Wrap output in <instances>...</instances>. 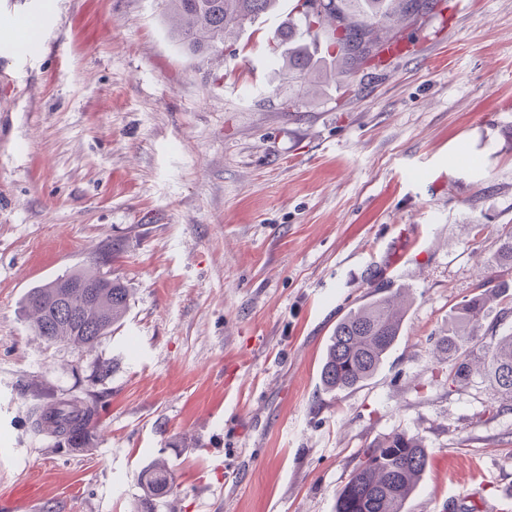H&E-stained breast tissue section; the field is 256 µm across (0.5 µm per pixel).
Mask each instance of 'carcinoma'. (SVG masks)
I'll return each mask as SVG.
<instances>
[{
    "mask_svg": "<svg viewBox=\"0 0 512 512\" xmlns=\"http://www.w3.org/2000/svg\"><path fill=\"white\" fill-rule=\"evenodd\" d=\"M279 0H166L174 21L171 34L183 50L205 58L223 50L227 39L237 35L258 17L276 8ZM442 0H298L300 19L288 28L280 42L288 44L284 64L292 78L301 79L313 70L308 34L324 31L326 48L336 49L337 75L348 78L364 62L378 57L388 44V27L394 18H415L436 13ZM115 246L108 243L91 259V268L57 277L31 288L26 304L34 313L32 330L51 343L92 346L112 332L124 318L129 289L104 271ZM60 280H82L96 287L95 296L81 302L80 314L53 319L47 301ZM505 293V286L490 279L487 289L459 304L458 328L436 339V348L451 357L448 383L468 382L476 373L486 378L494 392L493 404L512 401V332L476 351L488 301ZM405 309L399 294L378 296L341 317L329 337L320 370L327 391L356 389L379 369L398 339ZM101 396L87 389L84 396L55 398L36 407L33 425L37 432L50 427L49 436L71 446L83 442L95 428ZM374 462H357L339 491L335 512H405L406 503L429 465L422 440L404 431H393L361 452ZM146 499L172 492L174 476L164 464L155 463L140 477Z\"/></svg>",
    "mask_w": 512,
    "mask_h": 512,
    "instance_id": "obj_1",
    "label": "carcinoma"
}]
</instances>
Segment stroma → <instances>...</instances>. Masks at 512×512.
<instances>
[{
	"mask_svg": "<svg viewBox=\"0 0 512 512\" xmlns=\"http://www.w3.org/2000/svg\"><path fill=\"white\" fill-rule=\"evenodd\" d=\"M295 5L199 60L164 0H5L30 61L0 89V512H335L394 430L431 454L407 512H512V404L449 385L435 349L491 269L512 284V0H446L395 58L300 83L277 50ZM110 242L122 322L90 351L35 336L28 289ZM377 284L408 293L400 339L325 391V344ZM90 386L83 447L32 433L33 404ZM156 462L175 488L148 508Z\"/></svg>",
	"mask_w": 512,
	"mask_h": 512,
	"instance_id": "1",
	"label": "stroma"
}]
</instances>
